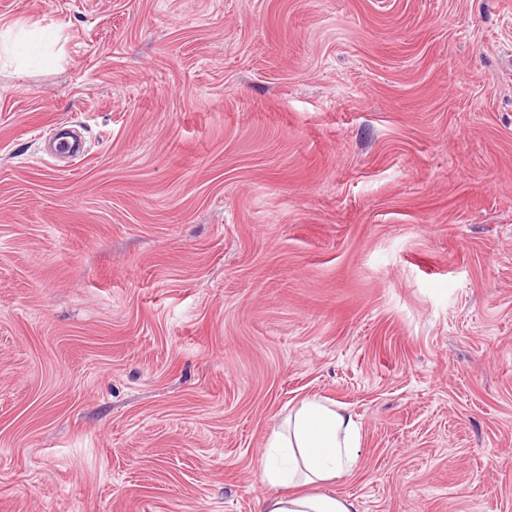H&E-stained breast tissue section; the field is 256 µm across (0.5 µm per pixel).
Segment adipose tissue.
Instances as JSON below:
<instances>
[{"label": "adipose tissue", "instance_id": "obj_1", "mask_svg": "<svg viewBox=\"0 0 512 512\" xmlns=\"http://www.w3.org/2000/svg\"><path fill=\"white\" fill-rule=\"evenodd\" d=\"M360 445V426L345 407L301 399L267 438L260 478L269 493L261 512H356L354 501L323 487L355 468Z\"/></svg>", "mask_w": 512, "mask_h": 512}]
</instances>
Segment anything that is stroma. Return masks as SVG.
Wrapping results in <instances>:
<instances>
[{"mask_svg":"<svg viewBox=\"0 0 512 512\" xmlns=\"http://www.w3.org/2000/svg\"><path fill=\"white\" fill-rule=\"evenodd\" d=\"M313 395L512 512V0H0V512H257Z\"/></svg>","mask_w":512,"mask_h":512,"instance_id":"obj_1","label":"stroma"}]
</instances>
